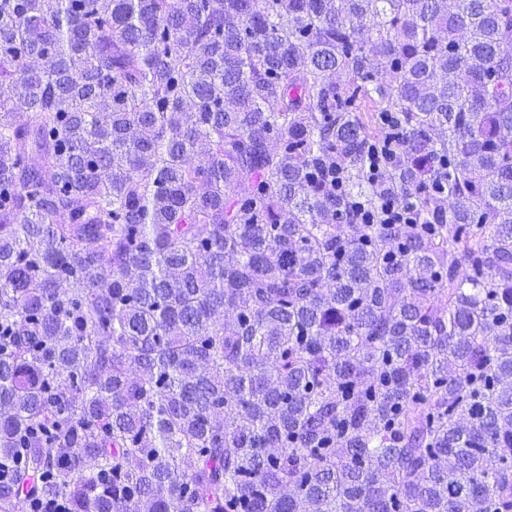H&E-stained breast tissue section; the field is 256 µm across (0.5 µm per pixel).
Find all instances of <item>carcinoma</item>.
I'll return each mask as SVG.
<instances>
[{"instance_id": "obj_1", "label": "carcinoma", "mask_w": 512, "mask_h": 512, "mask_svg": "<svg viewBox=\"0 0 512 512\" xmlns=\"http://www.w3.org/2000/svg\"><path fill=\"white\" fill-rule=\"evenodd\" d=\"M0 512H512V0H0Z\"/></svg>"}]
</instances>
